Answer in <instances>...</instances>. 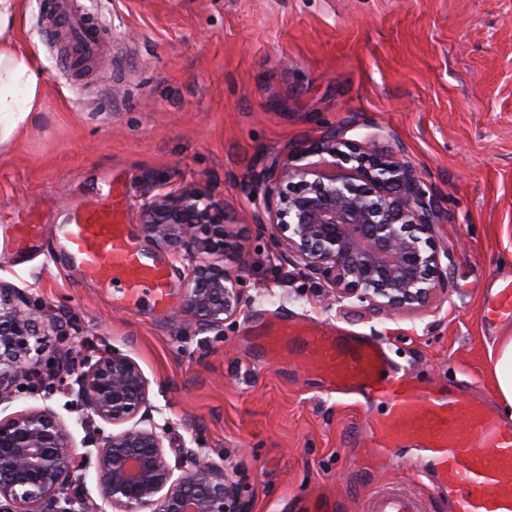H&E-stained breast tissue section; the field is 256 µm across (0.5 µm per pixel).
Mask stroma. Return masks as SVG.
Returning a JSON list of instances; mask_svg holds the SVG:
<instances>
[{
	"instance_id": "stroma-1",
	"label": "stroma",
	"mask_w": 512,
	"mask_h": 512,
	"mask_svg": "<svg viewBox=\"0 0 512 512\" xmlns=\"http://www.w3.org/2000/svg\"><path fill=\"white\" fill-rule=\"evenodd\" d=\"M107 57L74 63L45 0H27L23 54L41 57L43 106L0 143V281L38 297L65 337L47 356L75 361L114 348L150 380L164 451L204 454L233 476L248 512H307L315 487L347 512L395 482L397 468H353L366 448L359 399L324 393L299 367L255 363L249 324L288 316L371 336L423 381L467 383L496 402L491 353L512 320L480 318L512 281V0H79ZM396 153L420 173L448 292L428 308L376 314L340 303L325 280L273 258L256 225L255 177L329 135ZM207 190L224 210L211 258L239 279L243 302L223 331L187 328L150 303L129 310L67 273L57 228L120 183L130 232L181 297L188 263L139 224L148 179ZM15 224L42 230L26 249ZM50 407L78 455L86 414L73 374L16 393L0 417Z\"/></svg>"
}]
</instances>
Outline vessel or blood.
<instances>
[{
    "label": "vessel or blood",
    "instance_id": "1",
    "mask_svg": "<svg viewBox=\"0 0 512 512\" xmlns=\"http://www.w3.org/2000/svg\"><path fill=\"white\" fill-rule=\"evenodd\" d=\"M54 8L67 18L79 53L98 54V27L74 13L70 0H56ZM126 211L120 195L76 208L60 228L69 266L118 293L129 309L147 300L167 310L169 273L138 248ZM481 317L512 318V282L486 302ZM256 347L261 358L297 361L316 372L325 393L383 406L382 414H367L362 421L371 453L361 464L412 467L418 485L375 492L370 512H420L418 486L425 482L447 497L450 512H512V424L485 402L444 384L418 383L409 371L392 368L386 342L367 336L296 328L279 319L258 332Z\"/></svg>",
    "mask_w": 512,
    "mask_h": 512
}]
</instances>
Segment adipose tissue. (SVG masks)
Returning <instances> with one entry per match:
<instances>
[{"mask_svg":"<svg viewBox=\"0 0 512 512\" xmlns=\"http://www.w3.org/2000/svg\"><path fill=\"white\" fill-rule=\"evenodd\" d=\"M26 24L23 0H0V142L18 136L42 108L44 70L40 58L23 56L20 34ZM498 402L512 412V336L501 337L492 355Z\"/></svg>","mask_w":512,"mask_h":512,"instance_id":"1","label":"adipose tissue"}]
</instances>
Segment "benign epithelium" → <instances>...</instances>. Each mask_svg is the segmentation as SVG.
Returning a JSON list of instances; mask_svg holds the SVG:
<instances>
[{"label":"benign epithelium","instance_id":"benign-epithelium-1","mask_svg":"<svg viewBox=\"0 0 512 512\" xmlns=\"http://www.w3.org/2000/svg\"><path fill=\"white\" fill-rule=\"evenodd\" d=\"M324 152L319 169L302 160ZM266 185L258 228L280 260H294L371 310L427 307L447 291L429 233L432 209L416 169L396 155L369 153L327 136L257 175ZM148 241L186 257L190 272L177 316L200 331L224 330L243 301L238 279L200 256L224 249V212L198 186H151L140 208ZM41 300L0 283V404L30 382L42 362L49 325ZM78 396L90 417L118 433L95 434L96 473L104 505L114 512H245L224 468L185 448L192 469L175 476L163 436L151 423L150 382L128 355L108 349L84 364ZM150 423V427L143 423ZM72 437L44 407L0 417V512H107L83 494L60 499L74 484Z\"/></svg>","mask_w":512,"mask_h":512}]
</instances>
